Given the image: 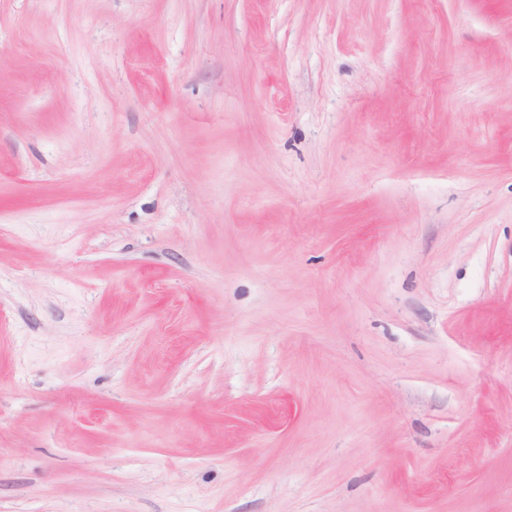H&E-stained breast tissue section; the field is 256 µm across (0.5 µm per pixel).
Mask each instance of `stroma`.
Here are the masks:
<instances>
[{
  "mask_svg": "<svg viewBox=\"0 0 512 512\" xmlns=\"http://www.w3.org/2000/svg\"><path fill=\"white\" fill-rule=\"evenodd\" d=\"M0 512H512V0H0Z\"/></svg>",
  "mask_w": 512,
  "mask_h": 512,
  "instance_id": "35a3bbf8",
  "label": "stroma"
}]
</instances>
